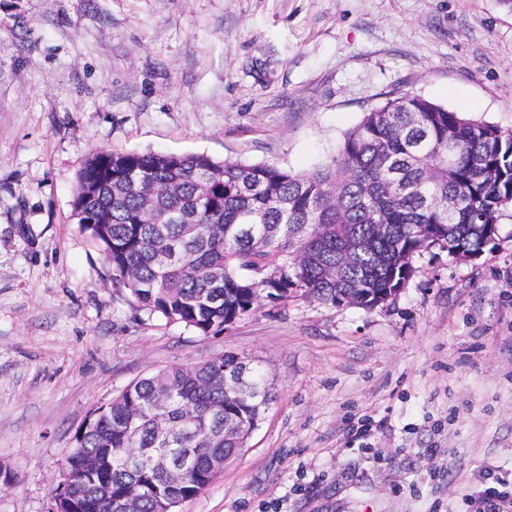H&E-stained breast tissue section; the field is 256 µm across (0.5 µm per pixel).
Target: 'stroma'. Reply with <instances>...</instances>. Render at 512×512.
<instances>
[{"label": "stroma", "instance_id": "1", "mask_svg": "<svg viewBox=\"0 0 512 512\" xmlns=\"http://www.w3.org/2000/svg\"><path fill=\"white\" fill-rule=\"evenodd\" d=\"M420 95L512 130L500 0H0V512H53L89 414L219 353L272 400L179 512H482L512 497V205L472 261L433 248L372 311L297 296L201 336L149 316L72 215L95 150L308 171Z\"/></svg>", "mask_w": 512, "mask_h": 512}]
</instances>
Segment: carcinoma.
Returning a JSON list of instances; mask_svg holds the SVG:
<instances>
[{
    "label": "carcinoma",
    "instance_id": "obj_1",
    "mask_svg": "<svg viewBox=\"0 0 512 512\" xmlns=\"http://www.w3.org/2000/svg\"><path fill=\"white\" fill-rule=\"evenodd\" d=\"M133 175L152 188L156 224L140 223L144 197L126 186ZM510 204L512 131L411 93L365 112L336 155L310 171L97 150L78 172L72 202L73 215L96 218L81 228L112 281L150 315L200 336L224 333L264 299L301 296L372 310L387 289L407 286L422 251L438 247L459 260L484 252ZM175 213L197 226L194 238L169 221ZM213 268L220 279L209 276ZM238 365L224 352L161 369L95 409L68 456L79 476L56 506L72 499L77 512H109L135 479L151 489L140 512L194 498L209 482L211 459H235L271 400L254 366L245 392L224 393V372ZM163 389L171 396L160 404ZM133 416L140 421L131 427ZM230 417L243 430L215 436ZM161 422L169 434L159 431ZM128 448H190L194 467L171 484L131 466Z\"/></svg>",
    "mask_w": 512,
    "mask_h": 512
}]
</instances>
